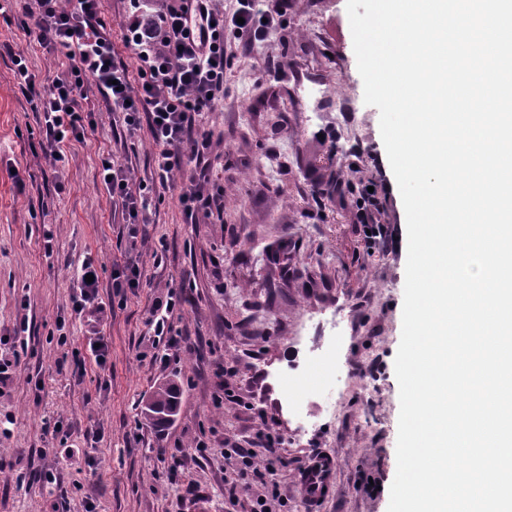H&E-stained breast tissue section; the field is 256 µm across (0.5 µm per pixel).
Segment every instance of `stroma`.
Instances as JSON below:
<instances>
[{"mask_svg": "<svg viewBox=\"0 0 512 512\" xmlns=\"http://www.w3.org/2000/svg\"><path fill=\"white\" fill-rule=\"evenodd\" d=\"M116 56L138 81L120 20L129 0H98ZM278 38L249 48L225 30L224 97L207 113V157L224 207L186 223L176 188L155 187L146 222L130 241L100 179L101 159L153 174L148 128L130 133L90 90L82 108L95 128L72 143L64 191H56L40 126L13 71L12 55L50 85L65 58L0 21V512H249L224 495V443L254 447L278 435L275 480L288 512H388L397 468L400 411L394 360L402 335L407 225L380 132L365 104L346 0H290ZM312 78L347 95L334 103L296 98ZM357 130L345 137V124ZM350 179V199L316 197L312 179ZM381 188L394 246L369 244L356 219L365 185ZM100 273L99 299L113 312L100 331L105 366L71 311L85 258ZM135 260L139 287L114 295L115 269ZM192 307L175 325L179 347L156 341L149 312L173 288ZM333 312L346 319L329 377L311 371L312 425L297 436L288 374L303 365ZM28 330L16 334L20 319ZM380 374H371L373 362ZM175 381L178 412L155 426L144 416L156 384ZM238 399L228 402L225 391ZM72 428L61 453L44 454L55 421ZM334 460L329 490L302 494L299 467L313 453Z\"/></svg>", "mask_w": 512, "mask_h": 512, "instance_id": "stroma-1", "label": "stroma"}]
</instances>
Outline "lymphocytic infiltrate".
Masks as SVG:
<instances>
[{"instance_id":"1","label":"lymphocytic infiltrate","mask_w":512,"mask_h":512,"mask_svg":"<svg viewBox=\"0 0 512 512\" xmlns=\"http://www.w3.org/2000/svg\"><path fill=\"white\" fill-rule=\"evenodd\" d=\"M130 2L132 10L121 26L139 64L138 83H131L126 67L112 54V35L98 13V0H25L23 29L34 34L43 49L64 55L70 69L45 87L18 56L16 73L39 116L40 150L53 172L65 165V144L85 138L80 103L88 97V83H95L128 130L147 125L161 185L172 184L182 164H199V172L178 195L192 224L199 212L220 205L222 198L200 160L208 146V136L201 131L204 116L224 95V13L214 0H197L192 8L186 0ZM287 8L288 0H239L240 36L250 44L269 41ZM102 174L114 205L128 217L129 239H137L139 215L146 207L143 189L134 188L130 171L116 163H109ZM81 272L72 310L84 321L87 335L95 336L111 311L99 299L98 282L85 280L95 274L94 264L83 262ZM255 450L226 446L224 483L233 498H250L252 512H282L287 502L278 487L260 490L254 484L260 474Z\"/></svg>"}]
</instances>
